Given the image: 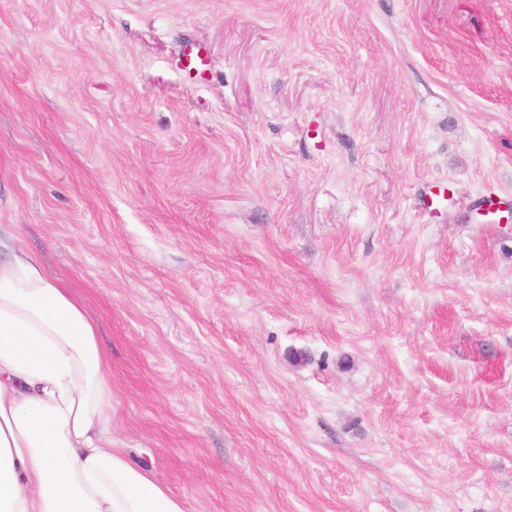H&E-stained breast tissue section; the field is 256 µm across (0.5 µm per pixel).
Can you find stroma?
Masks as SVG:
<instances>
[{
	"mask_svg": "<svg viewBox=\"0 0 512 512\" xmlns=\"http://www.w3.org/2000/svg\"><path fill=\"white\" fill-rule=\"evenodd\" d=\"M1 224L186 512H512V0H0Z\"/></svg>",
	"mask_w": 512,
	"mask_h": 512,
	"instance_id": "1",
	"label": "stroma"
}]
</instances>
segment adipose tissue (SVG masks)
Wrapping results in <instances>:
<instances>
[{
	"label": "adipose tissue",
	"mask_w": 512,
	"mask_h": 512,
	"mask_svg": "<svg viewBox=\"0 0 512 512\" xmlns=\"http://www.w3.org/2000/svg\"><path fill=\"white\" fill-rule=\"evenodd\" d=\"M111 412L84 306L0 228V512H186L114 447Z\"/></svg>",
	"instance_id": "ef3b65f1"
}]
</instances>
